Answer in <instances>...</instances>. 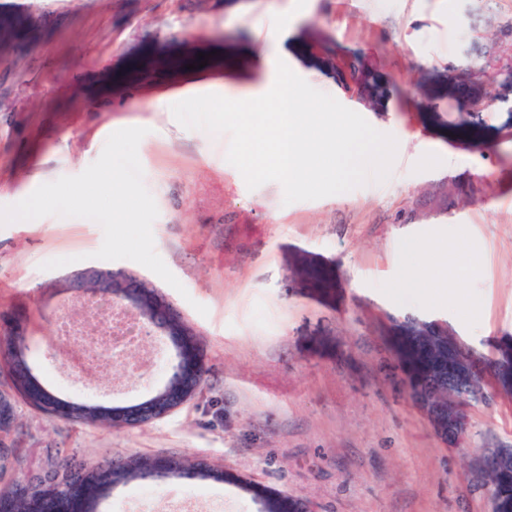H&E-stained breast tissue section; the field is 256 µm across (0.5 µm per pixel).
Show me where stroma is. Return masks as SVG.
Listing matches in <instances>:
<instances>
[{
    "label": "stroma",
    "mask_w": 512,
    "mask_h": 512,
    "mask_svg": "<svg viewBox=\"0 0 512 512\" xmlns=\"http://www.w3.org/2000/svg\"><path fill=\"white\" fill-rule=\"evenodd\" d=\"M0 10L30 23L0 61V206L80 174L115 130L147 128L138 157L159 211L155 250L181 283L173 288L131 260L96 258L103 231L92 220L46 216L0 226V315L21 321L28 359L56 394L107 405L145 398L170 374L163 337L145 339L131 368L84 376L56 332L60 310L81 319L87 307L58 291L61 279L122 270L165 295L207 362L191 400L135 428L54 420L18 404L16 471L44 474L56 448L87 467L174 456L232 469L314 512H491L469 471L481 448L512 445V398L470 405L471 438L445 446L387 364L382 318L445 319L487 354L512 336V141H447L420 120L453 118L445 89L417 92L427 73L461 62L470 24L494 34L512 0H0ZM286 28L300 33L306 58L333 60L307 83L396 139L385 181L288 204L280 183L247 188L226 160L227 134L151 110L156 98L176 103L200 85L244 93L264 84L263 61ZM352 56L384 85L385 108L353 94L347 71L336 70ZM416 232L466 250L455 258L459 278L448 280L461 295L456 314L402 286L411 270L443 277L411 249ZM300 255L336 268L331 299L293 286L289 261ZM64 257L69 265L45 269ZM146 491L154 512L189 498L196 512L259 509L235 487L171 477L117 485L100 510L134 507Z\"/></svg>",
    "instance_id": "1"
}]
</instances>
